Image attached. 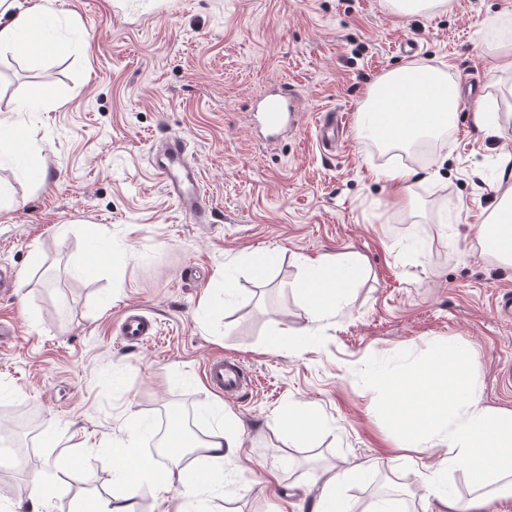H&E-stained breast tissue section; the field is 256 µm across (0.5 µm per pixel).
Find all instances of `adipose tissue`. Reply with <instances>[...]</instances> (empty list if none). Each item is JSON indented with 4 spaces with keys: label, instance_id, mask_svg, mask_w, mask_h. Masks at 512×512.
Segmentation results:
<instances>
[{
    "label": "adipose tissue",
    "instance_id": "ef3b65f1",
    "mask_svg": "<svg viewBox=\"0 0 512 512\" xmlns=\"http://www.w3.org/2000/svg\"><path fill=\"white\" fill-rule=\"evenodd\" d=\"M49 21L48 13L22 8L19 0H0V50H27L28 36ZM458 105V85L450 71L410 64L385 74L370 88L359 108L361 130L377 143L406 146L447 128ZM414 112H429L433 118L422 125L411 121ZM358 273L359 265L352 260L308 265L297 288L309 304L311 318L341 306ZM474 363L473 353L457 352L452 344L441 346L411 376L388 383L386 411L402 440L444 433L447 449L442 470L460 469L468 477L469 496L435 490L436 512H486L493 501L512 497V412L480 406ZM140 436L139 426H130L112 450L124 478L123 493L106 502L87 501L77 512H136V498L145 478L161 490L177 492L175 512H202L201 486L210 472L223 471L225 464L236 460L242 446L239 434L219 425L194 445L203 467L185 464L178 457L163 466L142 453ZM364 471L361 465L323 469L318 475L321 492L314 512H349L341 489Z\"/></svg>",
    "mask_w": 512,
    "mask_h": 512
}]
</instances>
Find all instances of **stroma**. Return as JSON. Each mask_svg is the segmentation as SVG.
Listing matches in <instances>:
<instances>
[{
    "mask_svg": "<svg viewBox=\"0 0 512 512\" xmlns=\"http://www.w3.org/2000/svg\"><path fill=\"white\" fill-rule=\"evenodd\" d=\"M23 2L47 9L54 35L0 53V111L33 103L19 133L45 172L39 181L0 159V262L21 277L16 296L0 298L18 329L0 343V505L31 512L36 474L57 488L45 512L111 498L123 488L114 443L137 419L153 452L162 410L178 405L203 433L223 410L243 441L251 489L208 488L211 512H312L315 473L365 459L367 476L342 490L352 512H373L382 481L401 512H432L426 480L444 443L402 447L387 382L451 340L476 354L480 406L512 411V322L495 307L512 293V266L477 235L512 170V73L489 32L512 0H452L423 17L384 0H172L171 15L147 21L126 0ZM413 61L452 64L462 88L454 125L424 161L359 132L374 82ZM284 82L301 95L299 126L268 143L248 115ZM481 105L501 112L500 137L475 126ZM327 109L347 119L331 153L316 133ZM170 135L201 170L211 223L182 213L148 163ZM400 166L415 170L405 185L377 180ZM100 234L112 247L95 258L86 244ZM258 251L279 256L260 281L249 267ZM347 257L362 265L347 305L311 319L295 283L307 263ZM130 307L159 335L122 340ZM282 332L296 351L270 347ZM220 355L251 379L239 396L204 380ZM294 405L321 417L317 437L275 428ZM72 447L80 463L57 468Z\"/></svg>",
    "mask_w": 512,
    "mask_h": 512,
    "instance_id": "35a3bbf8",
    "label": "stroma"
}]
</instances>
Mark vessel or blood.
<instances>
[{
  "label": "vessel or blood",
  "mask_w": 512,
  "mask_h": 512,
  "mask_svg": "<svg viewBox=\"0 0 512 512\" xmlns=\"http://www.w3.org/2000/svg\"><path fill=\"white\" fill-rule=\"evenodd\" d=\"M297 97L290 84H282L266 98L258 110V124L267 138L279 137L296 124ZM148 163L160 178L167 193L196 223H210L213 208L201 187V173L186 158V143L172 136L164 139L151 153ZM124 338L130 342H142L154 335L153 324L143 315L126 312L122 324ZM204 375L208 387L219 394L232 396L245 385V374L237 360L221 357L208 358L204 363Z\"/></svg>",
  "instance_id": "b4317fda"
}]
</instances>
